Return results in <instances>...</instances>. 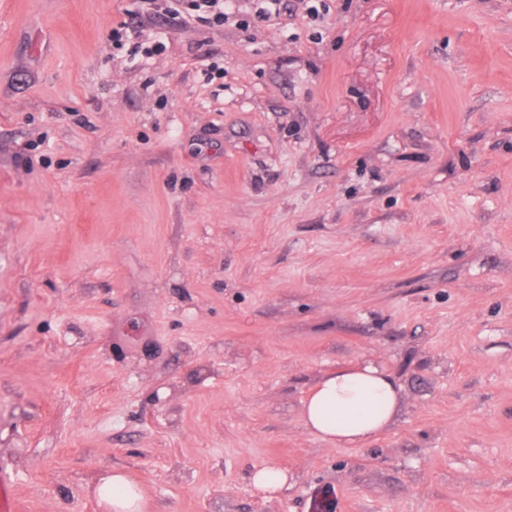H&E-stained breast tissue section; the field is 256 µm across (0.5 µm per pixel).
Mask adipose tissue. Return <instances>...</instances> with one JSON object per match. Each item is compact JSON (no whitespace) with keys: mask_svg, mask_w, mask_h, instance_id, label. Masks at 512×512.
<instances>
[{"mask_svg":"<svg viewBox=\"0 0 512 512\" xmlns=\"http://www.w3.org/2000/svg\"><path fill=\"white\" fill-rule=\"evenodd\" d=\"M401 410V387L385 368L368 362L324 375L303 404L308 431L335 445L368 444L391 427ZM95 491L106 512H141L143 495L130 474L99 476Z\"/></svg>","mask_w":512,"mask_h":512,"instance_id":"obj_1","label":"adipose tissue"}]
</instances>
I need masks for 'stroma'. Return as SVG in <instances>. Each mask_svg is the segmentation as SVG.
I'll use <instances>...</instances> for the list:
<instances>
[{"instance_id": "stroma-1", "label": "stroma", "mask_w": 512, "mask_h": 512, "mask_svg": "<svg viewBox=\"0 0 512 512\" xmlns=\"http://www.w3.org/2000/svg\"><path fill=\"white\" fill-rule=\"evenodd\" d=\"M257 3L0 0L20 512L111 469L145 512H512V0ZM362 361L402 411L330 445L303 402ZM252 482L265 496H274L288 486V473L274 466H266L254 472Z\"/></svg>"}]
</instances>
